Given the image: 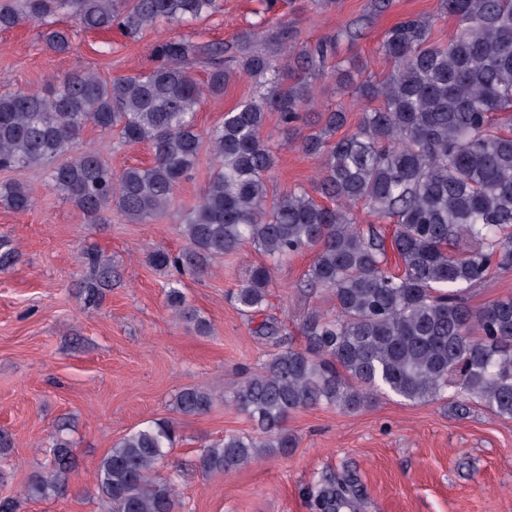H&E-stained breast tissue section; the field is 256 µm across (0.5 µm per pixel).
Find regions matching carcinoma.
<instances>
[{
  "label": "carcinoma",
  "mask_w": 512,
  "mask_h": 512,
  "mask_svg": "<svg viewBox=\"0 0 512 512\" xmlns=\"http://www.w3.org/2000/svg\"><path fill=\"white\" fill-rule=\"evenodd\" d=\"M260 2L259 20L230 42L184 34L158 42L156 66L144 74L106 80L80 68L46 93L0 95V170L44 167L49 187L87 214L115 210L143 224L168 212L208 144L216 168L180 225L186 248L177 255L155 250L148 262L204 274L214 258L246 247L260 252L266 261L251 265L231 293L250 316L263 311L276 266L315 252L306 286L330 292L336 313H309L301 348L285 346L272 322L258 327L277 349L228 386L233 405L258 432L203 446L196 458L203 473L287 455L294 447L288 417L298 410L353 412L382 394L426 403L452 385L458 409L474 400L512 420V297L480 307L467 302L492 270L512 269V0H441V12L456 23L446 42L434 37L428 17L395 22L379 45L392 64L382 80L363 77L353 57L337 62L341 88L379 103L341 135L348 123L341 107L326 109L305 132L296 127L313 102L308 77L324 71L342 42L361 37L390 0H370L367 15L301 44L276 14L278 0ZM220 9L221 0H0V31L37 23L44 47L68 54L74 33L57 22L64 11L82 31L116 28L134 39L158 23H188ZM196 64L206 67L203 84L191 72ZM237 76L253 79L262 92L200 131L202 100L224 95ZM268 112L279 114L286 141L317 161L315 191L331 205L301 189L268 198ZM88 126L147 145L152 160L113 172L98 151L80 147ZM359 202L378 222L395 225L391 242L359 222ZM32 203L27 185L0 184L5 207L25 212ZM84 259L93 271L86 299L96 303L112 283V265L93 251ZM167 303L195 333L210 332L181 289L169 288ZM212 403V394L196 386L175 397L183 416L203 415ZM64 431L50 437L49 463L29 475L20 497L0 500V512L68 494L76 455ZM177 439L176 422L157 420L112 445L95 469L105 512H178V473L158 471ZM346 493L322 492L315 512H338L350 503Z\"/></svg>",
  "instance_id": "obj_1"
}]
</instances>
